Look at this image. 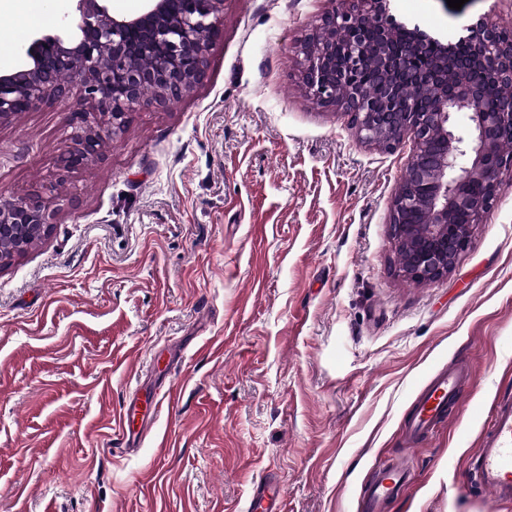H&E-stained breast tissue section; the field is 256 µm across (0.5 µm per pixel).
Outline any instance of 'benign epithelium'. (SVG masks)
Listing matches in <instances>:
<instances>
[{
    "instance_id": "obj_1",
    "label": "benign epithelium",
    "mask_w": 512,
    "mask_h": 512,
    "mask_svg": "<svg viewBox=\"0 0 512 512\" xmlns=\"http://www.w3.org/2000/svg\"><path fill=\"white\" fill-rule=\"evenodd\" d=\"M72 14L42 30L21 49L23 64L0 73V124L78 92L69 113L76 129L58 178L102 156L106 139L123 133L142 106L162 107L190 94L204 79L211 46L221 38L224 0H143L132 16L112 14L110 0H74ZM315 35L300 47V77L322 108L351 115L358 137L386 149L412 142L414 152L390 206V234L400 270L416 282L448 275L483 223L500 178L512 174V152L502 136L512 128V99L497 110L482 101L484 79L512 80V42H503L487 20L455 43L397 24L388 0H344L321 17ZM151 56L149 66L140 58ZM379 71L376 91L358 75L367 64ZM430 87L431 96L408 102L402 81ZM467 105L470 126L454 113ZM55 211L44 193L0 194V266L25 254L30 242L51 231Z\"/></svg>"
}]
</instances>
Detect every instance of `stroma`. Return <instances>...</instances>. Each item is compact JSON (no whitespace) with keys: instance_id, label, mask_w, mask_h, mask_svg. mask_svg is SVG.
Here are the masks:
<instances>
[{"instance_id":"1","label":"stroma","mask_w":512,"mask_h":512,"mask_svg":"<svg viewBox=\"0 0 512 512\" xmlns=\"http://www.w3.org/2000/svg\"><path fill=\"white\" fill-rule=\"evenodd\" d=\"M331 0H224L192 94L134 112L65 180L68 102L0 125V194L49 187L52 232L0 268V512H244L271 478L283 512H361L390 460L388 512H512L464 482L493 401L512 396V176L454 269L400 272L389 204L410 143L358 140L299 79ZM456 42L512 0H390ZM0 72L33 30L0 14ZM468 361L462 417L408 438L428 376ZM174 393L136 450L127 402ZM410 470L397 463L379 465L367 486L365 512H386L388 503L409 481Z\"/></svg>"}]
</instances>
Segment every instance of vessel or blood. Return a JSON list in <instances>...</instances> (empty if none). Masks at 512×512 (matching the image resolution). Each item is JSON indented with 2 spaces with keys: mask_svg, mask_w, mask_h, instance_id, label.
Returning <instances> with one entry per match:
<instances>
[{
  "mask_svg": "<svg viewBox=\"0 0 512 512\" xmlns=\"http://www.w3.org/2000/svg\"><path fill=\"white\" fill-rule=\"evenodd\" d=\"M470 380V368L463 361L435 375L416 401L407 427L409 437L433 433L446 416L461 411L464 388ZM410 476L404 465H379L366 489L365 512H386L390 500ZM464 478L488 490L494 500L512 502V397L494 402L478 442L477 465L465 472ZM245 512H281L279 489L266 481L257 483Z\"/></svg>",
  "mask_w": 512,
  "mask_h": 512,
  "instance_id": "1",
  "label": "vessel or blood"
}]
</instances>
